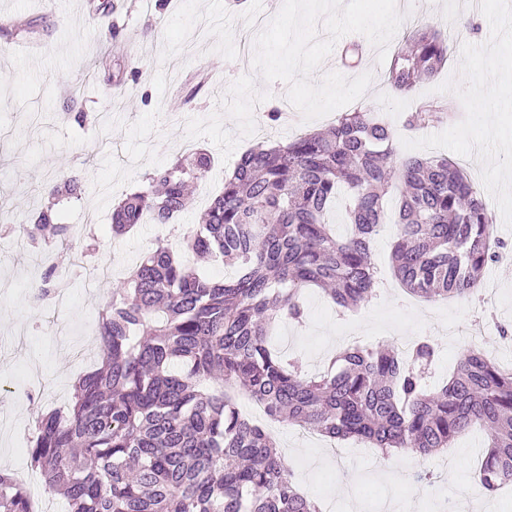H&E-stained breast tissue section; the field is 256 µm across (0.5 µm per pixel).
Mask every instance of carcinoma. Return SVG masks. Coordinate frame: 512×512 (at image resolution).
<instances>
[{"mask_svg":"<svg viewBox=\"0 0 512 512\" xmlns=\"http://www.w3.org/2000/svg\"><path fill=\"white\" fill-rule=\"evenodd\" d=\"M453 40L424 27L404 38L387 74L400 93L449 63ZM447 117L435 99L408 120L418 128ZM212 165L202 149L148 175V186L112 209V231L170 224L190 204L188 185ZM399 191L392 267L414 296L446 300L481 288L485 267L507 243L466 172L446 157L399 156L391 128L368 108L344 112L325 132L285 145L256 144L224 179L184 252L236 267L213 281L162 243L112 288L99 314L101 366L81 376L65 413L36 418L31 466L69 512H322L295 486L285 457L263 427L244 417L235 393L260 401L276 420L329 438H354L388 455L434 454L472 425L489 449L480 484L512 483V370L466 349L444 385L423 381L432 343L407 359L389 344L346 349L311 374L270 344L280 322L302 323L303 294L320 288L339 308L369 302L378 288L371 243L383 198ZM72 199L77 178L48 187ZM346 193L348 233L326 214ZM33 244L57 247L40 287L57 289L71 262V225L43 209L22 228ZM0 512H32L29 494L0 472Z\"/></svg>","mask_w":512,"mask_h":512,"instance_id":"obj_1","label":"carcinoma"}]
</instances>
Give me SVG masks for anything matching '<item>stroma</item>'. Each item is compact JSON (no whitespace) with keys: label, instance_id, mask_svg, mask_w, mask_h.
Listing matches in <instances>:
<instances>
[{"label":"stroma","instance_id":"obj_1","mask_svg":"<svg viewBox=\"0 0 512 512\" xmlns=\"http://www.w3.org/2000/svg\"><path fill=\"white\" fill-rule=\"evenodd\" d=\"M0 0V250L18 265L20 275L0 277V470L25 471V454L38 414L66 410L74 384L96 366L98 315L112 295L113 281L126 277L153 250L164 230L139 224L113 235L112 207L142 188L148 174L183 154L186 142L213 158L207 187L196 188L178 223L190 230L208 199L224 188L239 156L258 142H285L326 128L328 114L304 121L287 98V84L264 82L241 55L240 42H253V17L271 20V0ZM405 15L398 36L427 25L454 35L448 66L422 83L416 95L394 93L386 82L387 65L378 64L365 36L352 33L336 43L313 81L339 71L353 78L372 73L358 104L378 112L397 129L400 154L445 155L466 170L495 216V235L512 243V109L491 114L479 110L468 85L494 83L512 69V0H398ZM475 18L476 32L459 33L463 18ZM364 49L360 66L337 65L348 44ZM435 95L461 118L418 131L403 123L416 96ZM286 117L265 125L269 105ZM78 178L82 193L58 206L60 223L71 224L70 242L78 264L62 274L68 309L52 302L31 304L29 291L44 271L33 251L12 247V224L32 223L48 203V184ZM111 193H103L104 183ZM96 239L98 249L85 246ZM394 228L379 231L372 258L385 282L370 302L339 312L318 289L305 295L304 323H286L272 336L276 347L299 358L314 373L354 345L400 344L427 340L438 351L435 378L452 372L460 351L475 347L495 363L512 365L499 327L512 324V260L487 268L483 282L494 285V305L483 315L480 336L469 334L475 300L428 301L408 296L394 279L390 255ZM280 443L295 448L297 487L319 502L334 501L338 512H443L449 496L482 504L493 512H512V489L488 495L474 480L484 431L472 427L443 455L415 456L377 452L356 456L354 440L340 442L339 456L326 454L318 434L278 423ZM432 475L433 484H417L414 472Z\"/></svg>","mask_w":512,"mask_h":512}]
</instances>
